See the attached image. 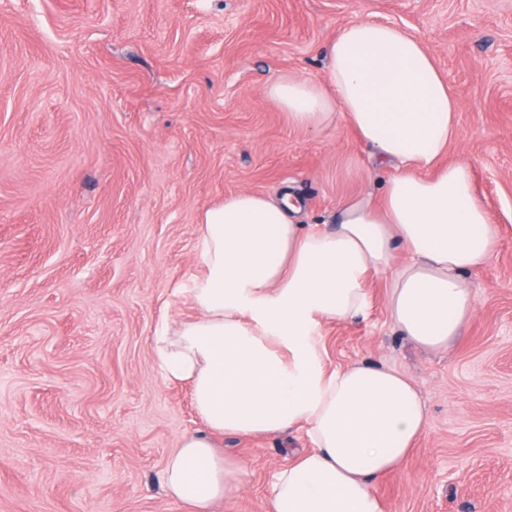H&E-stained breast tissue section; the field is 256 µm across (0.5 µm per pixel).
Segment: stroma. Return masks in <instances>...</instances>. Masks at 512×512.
<instances>
[{"label":"stroma","mask_w":512,"mask_h":512,"mask_svg":"<svg viewBox=\"0 0 512 512\" xmlns=\"http://www.w3.org/2000/svg\"><path fill=\"white\" fill-rule=\"evenodd\" d=\"M420 39L458 96L468 162L501 231L467 277L474 317L441 351L389 320L317 326L329 371L406 373L428 424L376 490L385 512H512V0H0V512H188L162 472L204 424L164 381V320L194 317L200 218L225 195L289 192L300 224L392 175L346 122L289 125L265 95L318 82L348 23ZM245 462L217 512H267L305 432L214 435Z\"/></svg>","instance_id":"stroma-1"}]
</instances>
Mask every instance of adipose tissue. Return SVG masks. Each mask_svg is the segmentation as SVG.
Listing matches in <instances>:
<instances>
[{"mask_svg":"<svg viewBox=\"0 0 512 512\" xmlns=\"http://www.w3.org/2000/svg\"><path fill=\"white\" fill-rule=\"evenodd\" d=\"M266 95L304 130L344 118L397 171L379 197L342 203L331 227L295 223L290 199L249 191L202 214L197 314L164 325L153 350L165 381L189 385L207 432L181 438L163 484L208 512L246 472L217 455L212 435L302 429L313 446L278 471L268 512H385L375 482L402 466L426 429L419 394L388 367L326 372L314 327L363 315L366 282L383 275L390 321L424 348L448 347L475 312L465 276L492 259L499 228L471 166L442 161L460 136L461 103L423 42L402 29L349 23L329 45L322 81L285 78Z\"/></svg>","mask_w":512,"mask_h":512,"instance_id":"adipose-tissue-1","label":"adipose tissue"}]
</instances>
